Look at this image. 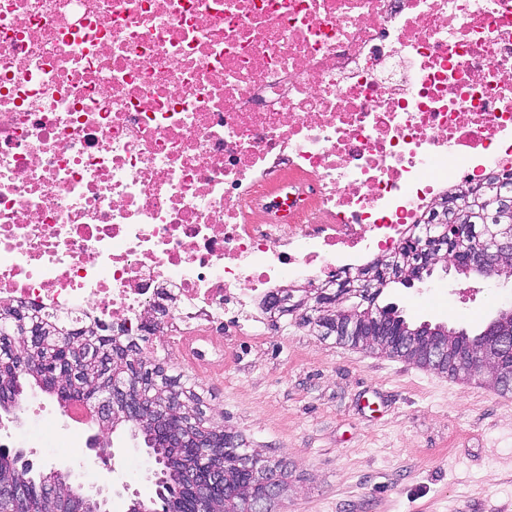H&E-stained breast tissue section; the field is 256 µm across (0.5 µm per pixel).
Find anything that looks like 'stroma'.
<instances>
[{"instance_id":"35a3bbf8","label":"stroma","mask_w":512,"mask_h":512,"mask_svg":"<svg viewBox=\"0 0 512 512\" xmlns=\"http://www.w3.org/2000/svg\"><path fill=\"white\" fill-rule=\"evenodd\" d=\"M432 292L441 304L429 303ZM380 301L414 322L474 334L512 304V284L491 285L441 262L428 284L392 285ZM193 377L215 422L287 463L286 512H512V401L486 377L455 380L316 336L287 317L231 342L223 374ZM26 393L25 410H0V422L14 424L35 466L67 473L109 512L153 493L156 466L130 430L106 432L95 479H82L97 422L61 415L37 387ZM35 409L57 415L71 452L43 447Z\"/></svg>"}]
</instances>
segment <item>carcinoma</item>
Masks as SVG:
<instances>
[{
	"instance_id": "obj_1",
	"label": "carcinoma",
	"mask_w": 512,
	"mask_h": 512,
	"mask_svg": "<svg viewBox=\"0 0 512 512\" xmlns=\"http://www.w3.org/2000/svg\"><path fill=\"white\" fill-rule=\"evenodd\" d=\"M507 191L512 193V173L493 174L479 186L441 198L430 210L429 224L473 227L475 235L469 240L458 241L450 232L443 240L442 254L460 272H470L465 250L512 237V213L497 210L498 196ZM436 244L415 234L398 253L306 290L297 300L290 289L283 294L282 305L269 302L264 310L291 316L298 325L332 336L338 344L377 349L454 378L471 377L472 367L451 360L435 363L431 348L442 344L453 351L474 345L485 351L493 386L511 393L512 355L499 350L489 328L471 335L441 325L414 326L393 306L376 305L369 311L357 303L367 285L373 287L376 300L383 288L402 277L419 279L427 272L426 251ZM318 308L330 315L316 318ZM146 341L114 336L112 326L99 322L75 329L57 318L0 305V409L22 405L23 381L29 377L41 391L55 396L64 410L84 396H110L117 414L107 424L113 428L128 422L137 427L151 457L159 461L155 496L143 501L147 512H250L240 487L261 477L288 488V467L263 458L241 435L210 422L196 385L169 374L158 356L142 354ZM169 403L182 410L160 414ZM67 479L52 468L36 471L22 453L1 447L0 487L5 490H0V512H107L71 495Z\"/></svg>"
}]
</instances>
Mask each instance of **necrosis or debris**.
Masks as SVG:
<instances>
[{
	"instance_id": "4bbe7bcc",
	"label": "necrosis or debris",
	"mask_w": 512,
	"mask_h": 512,
	"mask_svg": "<svg viewBox=\"0 0 512 512\" xmlns=\"http://www.w3.org/2000/svg\"><path fill=\"white\" fill-rule=\"evenodd\" d=\"M512 172V0H0V305L213 374L242 316Z\"/></svg>"
}]
</instances>
